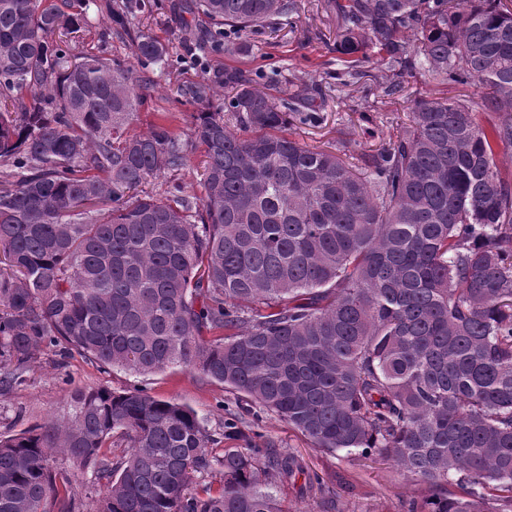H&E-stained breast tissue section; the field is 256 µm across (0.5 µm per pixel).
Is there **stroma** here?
Masks as SVG:
<instances>
[{
  "label": "stroma",
  "mask_w": 512,
  "mask_h": 512,
  "mask_svg": "<svg viewBox=\"0 0 512 512\" xmlns=\"http://www.w3.org/2000/svg\"><path fill=\"white\" fill-rule=\"evenodd\" d=\"M96 2L86 24L69 40L72 54H96L136 65L131 41L112 37L106 28L103 8L118 4L119 0ZM174 2L143 0L142 7L129 17L133 29L153 35L169 52L168 64L156 72V87L145 96L130 130L140 134L162 123L187 147V162L181 170L144 184V191L154 195H166L176 185L184 195L202 196L205 153L193 136L192 119L197 107L185 103L179 90L223 79L228 70L257 76L260 88L278 99L284 97L291 78L320 84L324 91L320 108L323 120L315 127L295 124L296 137L313 147L332 148L337 142H350L355 160L380 142L397 138L414 100L448 96L467 100L477 109L483 104V91L475 85L445 87L419 73L405 78L399 92L388 94L393 73L379 63L373 49L366 52L358 83L337 86L333 74L342 68L333 50L338 19L324 11L323 0H298L300 10L292 23L252 31L243 40L229 35L223 49L204 52L186 49L184 30L172 9ZM135 386L195 410L214 440V455H222L228 448L244 451L254 443L301 456L335 489L337 507L347 508L348 512H398L403 499L424 491L423 485L378 456L314 449L306 437L276 414L257 412L237 393L208 381L199 372L176 368L136 376L118 368L100 369L76 353L62 361L51 351H43L27 373L25 383L0 396V435L18 433L51 416H66L77 390L106 387L123 391ZM228 421L237 423L243 431L255 432L254 441L225 437L224 424Z\"/></svg>",
  "instance_id": "35a3bbf8"
}]
</instances>
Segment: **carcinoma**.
Instances as JSON below:
<instances>
[{"label": "carcinoma", "mask_w": 512, "mask_h": 512, "mask_svg": "<svg viewBox=\"0 0 512 512\" xmlns=\"http://www.w3.org/2000/svg\"><path fill=\"white\" fill-rule=\"evenodd\" d=\"M343 85L368 44L397 77L489 90L485 126L443 97L410 108L396 140L354 165L288 133L315 126L319 87L288 99L226 72L181 90L199 106L204 196L140 193L180 170L168 127L129 132L167 47L108 10L141 71L73 55L87 22L41 0H0V394L42 347L146 376L197 370L277 414L320 451L375 454L426 486L403 512H512V8L503 0H327ZM185 33L274 28L296 0H181ZM27 90L31 102L14 98ZM234 114L243 136L224 121ZM224 336L208 340L205 333ZM127 453L112 457L113 438ZM189 407L134 387L78 392L69 414L0 436V512H284L273 489L304 476L292 452L224 449ZM61 454L72 471L50 464ZM217 473L221 488L192 490ZM456 486L461 494L448 491ZM73 492L81 500L82 508L80 512H92L93 502L97 498L99 486L95 483L91 469L85 471L82 482L73 484Z\"/></svg>", "instance_id": "cac0c4a2"}]
</instances>
